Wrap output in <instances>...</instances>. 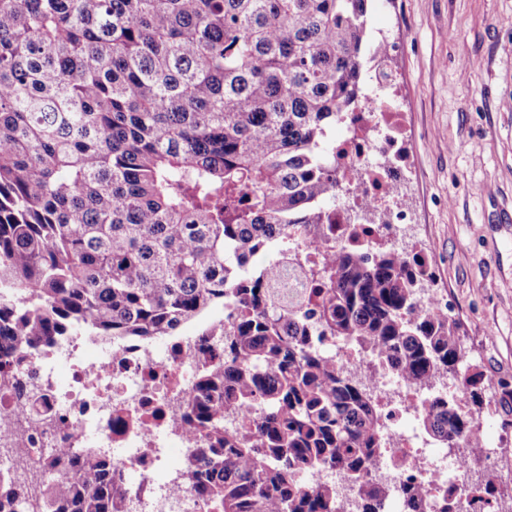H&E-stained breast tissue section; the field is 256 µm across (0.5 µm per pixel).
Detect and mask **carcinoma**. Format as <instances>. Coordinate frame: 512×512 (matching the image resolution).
Returning <instances> with one entry per match:
<instances>
[{
  "label": "carcinoma",
  "instance_id": "obj_1",
  "mask_svg": "<svg viewBox=\"0 0 512 512\" xmlns=\"http://www.w3.org/2000/svg\"><path fill=\"white\" fill-rule=\"evenodd\" d=\"M385 51L367 0H0V376L21 346L171 336L220 304L224 363L198 376L205 447L185 466L211 512H338L335 486L303 484L324 467L362 512H417L421 486L364 479L383 414L319 342L429 388L419 421L444 447H486L484 378L461 372L456 319L421 306L428 257L340 245L302 313L270 304L279 268L252 265L336 207L332 133ZM41 465L70 470L45 512H114L94 460Z\"/></svg>",
  "mask_w": 512,
  "mask_h": 512
}]
</instances>
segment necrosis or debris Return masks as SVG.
<instances>
[{"label": "necrosis or debris", "mask_w": 512, "mask_h": 512, "mask_svg": "<svg viewBox=\"0 0 512 512\" xmlns=\"http://www.w3.org/2000/svg\"><path fill=\"white\" fill-rule=\"evenodd\" d=\"M403 137L393 79L379 78L359 124L343 137L359 148L339 160L344 172L336 185L339 205L327 223L300 225L288 258L279 261L291 293L304 296L306 284L345 230H353L361 246L397 244L407 210L403 181L392 161ZM331 350L343 376L365 386L384 414L389 446L371 463L370 479L395 489L423 484L421 512H438L446 489L455 491L460 512H512L504 502L473 501L477 476L499 469L496 451L486 448L475 455L462 447L450 453L432 448L412 427L423 406L421 388L380 372L374 361L342 343ZM223 361L221 340L205 347L197 334L173 336L164 346L141 341L97 348L78 335L44 352L28 349L14 382L0 383V475L33 504L46 486L68 476L64 469L50 474L36 469L33 461L41 451L105 454L112 458V482L122 489L121 512H210L187 472L170 464L169 456L200 447L185 416L186 404L198 370ZM62 368L67 377H59Z\"/></svg>", "instance_id": "obj_1"}]
</instances>
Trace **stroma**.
<instances>
[{
    "mask_svg": "<svg viewBox=\"0 0 512 512\" xmlns=\"http://www.w3.org/2000/svg\"><path fill=\"white\" fill-rule=\"evenodd\" d=\"M395 56L412 239L487 384L486 443L512 429V0H369Z\"/></svg>",
    "mask_w": 512,
    "mask_h": 512,
    "instance_id": "stroma-1",
    "label": "stroma"
}]
</instances>
